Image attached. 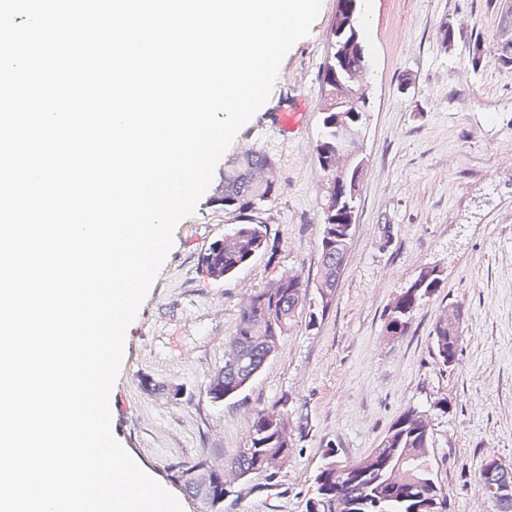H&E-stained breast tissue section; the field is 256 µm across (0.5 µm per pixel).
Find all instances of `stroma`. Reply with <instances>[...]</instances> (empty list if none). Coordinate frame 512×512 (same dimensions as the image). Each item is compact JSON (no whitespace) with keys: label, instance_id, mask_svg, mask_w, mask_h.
Instances as JSON below:
<instances>
[{"label":"stroma","instance_id":"35a3bbf8","mask_svg":"<svg viewBox=\"0 0 512 512\" xmlns=\"http://www.w3.org/2000/svg\"><path fill=\"white\" fill-rule=\"evenodd\" d=\"M335 12L336 0H321L309 35L288 51L268 100L227 150L235 156L247 142L275 161L278 190L258 215L268 250L230 278L201 273L202 255L241 221L219 200L224 168L216 166L126 331L112 433L163 484L177 459L223 465L246 447L254 413L287 408V464L274 478L233 484L224 512H306L326 449L358 460L414 407L432 426L448 512H494L479 472L490 455L512 463V64L497 59L512 43V0H363L368 162L335 300L316 326L299 318L242 392L221 403L207 394L243 302L273 278L317 274L325 176L316 143ZM445 24L455 30L450 48ZM476 42L489 52L477 68L469 57ZM300 106V128L281 131L277 113ZM428 267L442 275L437 295L404 335L387 336V307ZM451 303L468 316L449 369L430 333ZM147 380L183 386L184 395L175 402L148 392ZM443 400L448 410L438 409Z\"/></svg>","mask_w":512,"mask_h":512}]
</instances>
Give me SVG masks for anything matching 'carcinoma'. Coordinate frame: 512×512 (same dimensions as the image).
Here are the masks:
<instances>
[{
  "instance_id": "obj_1",
  "label": "carcinoma",
  "mask_w": 512,
  "mask_h": 512,
  "mask_svg": "<svg viewBox=\"0 0 512 512\" xmlns=\"http://www.w3.org/2000/svg\"><path fill=\"white\" fill-rule=\"evenodd\" d=\"M362 31L357 0H337L330 55L322 73L324 93L321 144L317 161L325 173L322 187L319 275L310 281L295 272L275 278L255 291L239 312L233 333L227 338L224 358V387L215 398L232 397L243 391L279 349L280 340L297 323L309 305V290L315 289L321 313L332 305L338 279L346 264L356 214L365 157L346 162V170L336 171L345 141L336 132H353L354 143L363 147L368 120L369 98L354 85L352 76L336 71L337 58L360 62L367 57L363 40L353 31ZM271 168L274 159L263 151L237 155L224 168V209L244 215L264 210L277 191L274 181L254 186L249 172L254 167ZM232 240L224 246L213 244L201 258L202 273L214 280L224 279L245 267L267 249V230L262 221L251 219L233 226ZM436 270H422L406 288V295L389 305L385 330L400 336L408 329L414 311L438 292ZM431 345L437 360L448 366V353L459 351L456 329L448 325V308H443L431 331ZM288 411L260 410L253 416L250 439L224 461V472L242 479L252 475L272 477L293 452ZM432 430L422 421L420 411L410 407L388 429L377 448L356 461L336 456L323 458L314 479L315 497L307 512H448V494L439 483L431 463ZM208 464L207 459L173 461L168 479L204 512V501L182 481L185 472Z\"/></svg>"
}]
</instances>
